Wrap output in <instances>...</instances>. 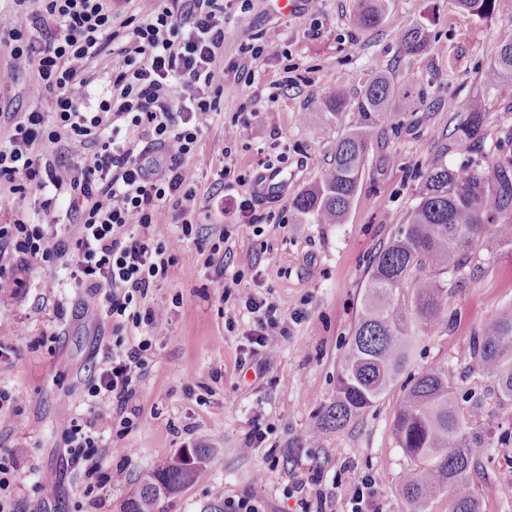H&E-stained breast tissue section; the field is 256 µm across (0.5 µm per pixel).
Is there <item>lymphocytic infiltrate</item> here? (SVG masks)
<instances>
[{
  "mask_svg": "<svg viewBox=\"0 0 512 512\" xmlns=\"http://www.w3.org/2000/svg\"><path fill=\"white\" fill-rule=\"evenodd\" d=\"M24 21L0 29L14 41L13 55L34 70V91L54 96V109L31 110L14 118L8 146L0 147V179L14 191H39V206L69 195L76 213L73 234L51 231L29 236L23 224L0 226V280L12 255L68 260L76 287L99 295L112 317L113 332L152 323L153 309L132 311L135 297H147L173 258L152 246L144 229L160 203L175 208L182 223L195 219L194 175L183 161L194 149L217 107L218 58L224 47V0H170L128 34L122 62L105 74L107 97L97 111L83 110L88 62L112 53L109 0H14ZM65 130L72 148L89 151L79 174L67 169L45 142L48 123ZM147 139L136 149V138ZM245 307L256 327L247 335L251 351L273 360L278 337L287 335L275 303L253 295ZM147 341L113 351L92 388L94 417L125 410L146 365ZM324 486L321 465L293 474L288 488L299 512H327L338 495Z\"/></svg>",
  "mask_w": 512,
  "mask_h": 512,
  "instance_id": "1",
  "label": "lymphocytic infiltrate"
}]
</instances>
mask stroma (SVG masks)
Masks as SVG:
<instances>
[{"label":"stroma","mask_w":512,"mask_h":512,"mask_svg":"<svg viewBox=\"0 0 512 512\" xmlns=\"http://www.w3.org/2000/svg\"><path fill=\"white\" fill-rule=\"evenodd\" d=\"M285 4L230 0L225 10L224 89L185 158L197 181L195 222L184 228L165 203L146 230L174 258L148 293L155 322L147 332L129 324L113 333L105 304L73 287L59 262L18 260L13 281L0 288V501L7 512H121L139 472L188 448L214 454L193 483L163 502V512H203L251 491L265 512H293L288 476L315 463L325 478L349 484L372 474L383 512H409L399 483L413 463L391 432L400 387L344 431L315 441L309 434L335 393L372 258L405 222L443 135L471 100L481 99L487 113L483 147L476 156L448 154V165L474 159L490 172L512 156V81L491 91L482 82L500 45L512 40V0L483 16L460 10L456 0H388L391 21L369 31L353 22L356 0H311L294 11ZM415 25L427 29L429 46L406 58L398 32ZM254 41L270 52L253 58L245 46ZM379 72L393 86V113L380 122L345 222L296 223L291 201L320 179L355 118L326 120L317 99L335 82L358 98ZM32 82L31 65L0 42V143L12 129L7 113L51 110L53 94L32 95ZM221 169L227 176L219 187ZM274 170L283 185L257 194V179ZM35 197L0 182V226L22 221L37 233L66 223L63 208L37 210ZM245 200L263 214L262 224L248 225L239 208ZM200 239L223 254L224 273L209 266ZM477 261L478 276L448 286L453 325L417 334L407 371L444 364L459 393L482 396L472 422L497 443L479 452L486 478L478 493L484 512H512V404L499 401L470 359L473 336L512 304V252L490 237ZM233 274L241 291L276 302L289 320L270 365L247 350L254 317L243 300L224 298V278ZM142 335L152 348L131 411L96 424L100 466L108 472L124 464L129 479L89 482L84 462L67 452L64 431L91 419L92 380L113 347ZM256 421L267 429L265 445L243 454Z\"/></svg>","instance_id":"35a3bbf8"}]
</instances>
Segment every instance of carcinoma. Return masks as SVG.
<instances>
[{
  "mask_svg": "<svg viewBox=\"0 0 512 512\" xmlns=\"http://www.w3.org/2000/svg\"><path fill=\"white\" fill-rule=\"evenodd\" d=\"M458 6L482 15L497 0H457ZM356 25L368 30L391 20L387 0H357ZM400 53L415 57L429 44L422 26L399 33ZM512 79V41L502 44L485 72L487 89ZM394 90L376 74L355 102L359 121L337 142L333 162L313 186L291 204L299 220L341 224L361 180L367 154L379 136L378 121L391 111ZM349 106L342 85L332 86L320 99L324 116L339 121ZM486 112L477 103L466 107L442 152L460 147L480 151ZM500 247L512 250V158L499 165L496 184L474 162L450 167L441 159L428 169L419 200L406 223L373 257L362 305L348 348L336 374V395L319 411L312 438L346 429L387 395L404 373L411 357L414 332L448 325V282L478 257L488 233ZM411 286V293L404 288ZM476 372L494 384L498 397L512 401V307L492 316L485 330L472 338ZM480 399L456 396L448 367H433L403 386L392 420L397 447L414 462L399 491L410 512H429L431 502L448 497V512H483L474 477L480 474L478 451L494 445L484 430L471 426ZM215 448H193L166 465L144 472L124 502L123 512H161L160 504L190 484L203 460Z\"/></svg>",
  "mask_w": 512,
  "mask_h": 512,
  "instance_id": "carcinoma-1",
  "label": "carcinoma"
}]
</instances>
